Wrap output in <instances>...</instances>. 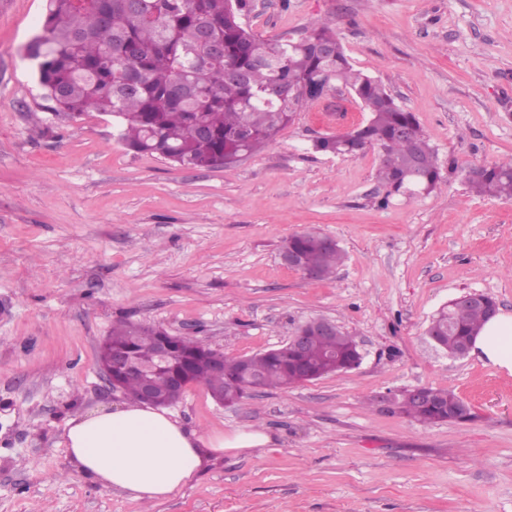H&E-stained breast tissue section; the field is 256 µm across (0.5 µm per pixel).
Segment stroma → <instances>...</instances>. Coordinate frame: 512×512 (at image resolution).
Wrapping results in <instances>:
<instances>
[{"label": "stroma", "instance_id": "stroma-1", "mask_svg": "<svg viewBox=\"0 0 512 512\" xmlns=\"http://www.w3.org/2000/svg\"><path fill=\"white\" fill-rule=\"evenodd\" d=\"M250 3L268 41L330 20L354 68L414 114L441 182L391 196L376 149L315 151L368 118L343 87L224 168L132 152L110 116L68 120L44 99L25 47L45 0H0V512H512V378L426 336L467 292L512 313V199L465 181L512 156V0ZM310 230L343 251L324 279L279 257ZM314 318L354 336L358 367L231 407L194 383L170 407L187 428L272 447L225 452L159 502L71 472L68 420L124 401L97 361L113 324L242 357ZM418 386L453 391L471 418L420 424L385 400Z\"/></svg>", "mask_w": 512, "mask_h": 512}]
</instances>
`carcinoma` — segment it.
I'll list each match as a JSON object with an SVG mask.
<instances>
[{"label": "carcinoma", "instance_id": "1", "mask_svg": "<svg viewBox=\"0 0 512 512\" xmlns=\"http://www.w3.org/2000/svg\"><path fill=\"white\" fill-rule=\"evenodd\" d=\"M249 9L250 0H47L42 33L28 56L37 62L53 112L110 114L130 150L190 169L221 168L256 153L297 110L340 83L369 117L346 134L317 140L315 149L340 156L377 149L379 181L390 194L413 182L426 192L437 187V156L413 113L373 77L353 69L329 21H314L296 41L270 42L242 21ZM479 170L465 177L469 188L512 198V157ZM319 236L292 235L281 250L326 277L341 249L321 247ZM486 319L481 305H447L431 319L426 335L453 354ZM166 336L161 328L124 322L112 328L99 359L118 348L148 363ZM173 343V359L151 372L157 390L202 383L224 404L249 391L286 389L348 370L359 360L355 340L340 330L311 337L305 353L283 344L233 358L188 336H176ZM114 380L128 399L142 401L139 377L118 373ZM433 392L438 403L422 405L411 397L399 403V411L423 424L450 419L445 404L461 399L447 389Z\"/></svg>", "mask_w": 512, "mask_h": 512}]
</instances>
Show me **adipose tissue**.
<instances>
[{
	"label": "adipose tissue",
	"mask_w": 512,
	"mask_h": 512,
	"mask_svg": "<svg viewBox=\"0 0 512 512\" xmlns=\"http://www.w3.org/2000/svg\"><path fill=\"white\" fill-rule=\"evenodd\" d=\"M472 351L512 376V314L497 313L479 330ZM262 432L208 434L186 429L163 407L121 404L71 418L65 446L73 469L100 487L154 502L177 494L201 473L210 454L263 448Z\"/></svg>",
	"instance_id": "obj_1"
}]
</instances>
